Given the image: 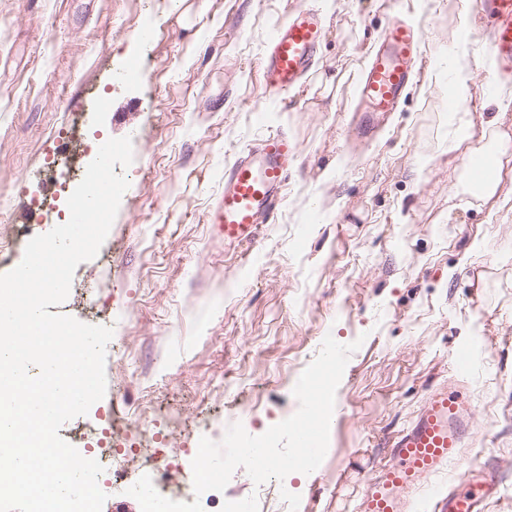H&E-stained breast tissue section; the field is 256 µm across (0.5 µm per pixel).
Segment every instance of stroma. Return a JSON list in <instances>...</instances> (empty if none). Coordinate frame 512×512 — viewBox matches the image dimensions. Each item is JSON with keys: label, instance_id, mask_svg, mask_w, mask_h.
I'll list each match as a JSON object with an SVG mask.
<instances>
[{"label": "stroma", "instance_id": "35a3bbf8", "mask_svg": "<svg viewBox=\"0 0 512 512\" xmlns=\"http://www.w3.org/2000/svg\"><path fill=\"white\" fill-rule=\"evenodd\" d=\"M301 0H0V230L94 159V136L131 137L134 160L97 256L49 313L111 327L106 394L82 420L221 441L293 415V388L325 336L360 341L335 396L329 446L311 474L266 493L263 512H358L392 441L428 390L473 400L468 446L440 485L466 491L494 458L500 491L483 512H512V172L496 198L466 193L448 151L447 74L429 61L454 45L486 55L473 0H316L325 37L316 68L288 98L265 97V41ZM395 18L425 30L424 65L378 134L350 147L347 126L369 53ZM152 30L150 42L137 40ZM488 71L470 83L475 123L502 118ZM66 124L67 138H51ZM299 147L275 223L228 250L210 213L224 168L263 136ZM66 163H57L62 149ZM428 158L419 167L420 158ZM473 350L455 375L451 354Z\"/></svg>", "mask_w": 512, "mask_h": 512}]
</instances>
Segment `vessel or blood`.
<instances>
[{
	"instance_id": "obj_1",
	"label": "vessel or blood",
	"mask_w": 512,
	"mask_h": 512,
	"mask_svg": "<svg viewBox=\"0 0 512 512\" xmlns=\"http://www.w3.org/2000/svg\"><path fill=\"white\" fill-rule=\"evenodd\" d=\"M479 26L487 27V50L496 62L495 82L512 84V0H477ZM424 29L396 19L372 51L359 85L371 111L392 112L401 102L413 71L421 65ZM324 38V20L313 7L294 11L275 26L263 52L266 91L287 98L313 69ZM299 148L288 136L272 133L237 156L224 169V191L211 212L224 246H252L262 225L274 223L284 200L288 175ZM471 404L460 391L430 390L421 412L403 429L392 448L395 464L371 483L361 512H419L410 491L431 490L435 478L459 459L470 429ZM487 479L474 493H448L439 512H480L499 490L497 464L484 465Z\"/></svg>"
}]
</instances>
